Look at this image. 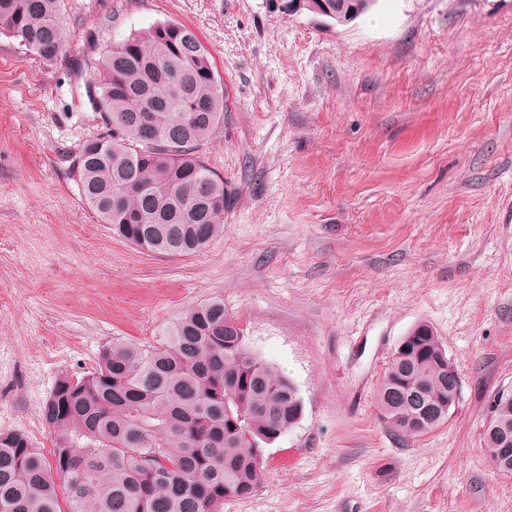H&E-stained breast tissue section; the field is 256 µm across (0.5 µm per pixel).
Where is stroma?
Here are the masks:
<instances>
[{"mask_svg": "<svg viewBox=\"0 0 512 512\" xmlns=\"http://www.w3.org/2000/svg\"><path fill=\"white\" fill-rule=\"evenodd\" d=\"M62 11L77 41L56 64L0 35V431L50 451L59 374L117 339L157 344L220 298L303 400L263 482L224 512H512V474L483 442L512 387V0H375L344 25L269 0ZM168 22L196 31L227 99L200 149L227 186L224 235L185 257L115 235L73 172L105 129L77 86L113 43ZM420 323L461 390L404 441L376 393Z\"/></svg>", "mask_w": 512, "mask_h": 512, "instance_id": "obj_1", "label": "stroma"}]
</instances>
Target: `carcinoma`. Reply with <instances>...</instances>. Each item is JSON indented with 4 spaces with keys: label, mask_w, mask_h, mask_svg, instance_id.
<instances>
[{
    "label": "carcinoma",
    "mask_w": 512,
    "mask_h": 512,
    "mask_svg": "<svg viewBox=\"0 0 512 512\" xmlns=\"http://www.w3.org/2000/svg\"><path fill=\"white\" fill-rule=\"evenodd\" d=\"M0 34L45 64L75 37L61 0H0ZM106 130L75 163L100 222L139 249L168 256L206 250L224 235V179L197 156L224 123V88L189 28L158 24L104 51L85 85ZM153 113L142 132L138 117ZM387 367L380 418L416 438L448 418L456 396L432 328ZM303 412L296 386L252 354L224 301L185 311L165 342L114 341L93 371L61 374L41 407L55 434L50 455L18 431H0V512H224L265 476L262 447ZM512 443V392L493 400L488 454Z\"/></svg>",
    "instance_id": "1"
}]
</instances>
